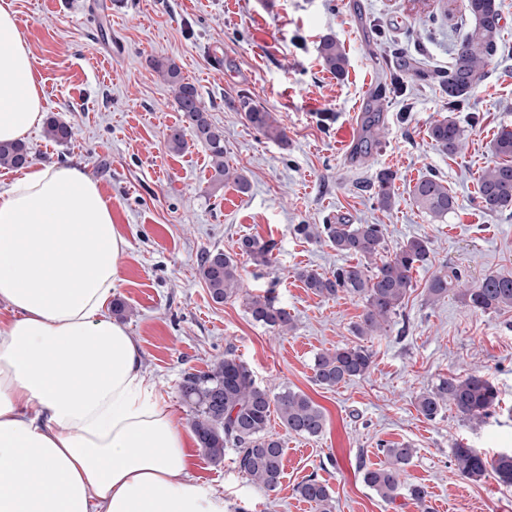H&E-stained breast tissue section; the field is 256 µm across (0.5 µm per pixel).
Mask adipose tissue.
Wrapping results in <instances>:
<instances>
[{
    "label": "adipose tissue",
    "mask_w": 512,
    "mask_h": 512,
    "mask_svg": "<svg viewBox=\"0 0 512 512\" xmlns=\"http://www.w3.org/2000/svg\"><path fill=\"white\" fill-rule=\"evenodd\" d=\"M42 96L0 0V142L43 123ZM127 247L79 166L31 163L0 188V512H229L106 310Z\"/></svg>",
    "instance_id": "adipose-tissue-1"
}]
</instances>
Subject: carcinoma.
<instances>
[{
	"label": "carcinoma",
	"instance_id": "obj_1",
	"mask_svg": "<svg viewBox=\"0 0 512 512\" xmlns=\"http://www.w3.org/2000/svg\"><path fill=\"white\" fill-rule=\"evenodd\" d=\"M437 6L450 17L460 14L471 19V26L455 49L448 71L435 74L443 93L448 96V110L455 111L484 81L493 63L502 32V26L494 18L500 16V10L496 0H438ZM318 52L330 73L338 77L344 75L347 58L334 37H323ZM151 65L172 88L177 109L184 118V125L167 135L168 150L182 152L187 145L186 136H192L210 152L214 171L211 188L220 189L231 180L240 192H247V178L224 160V130L211 121L197 87L186 80L179 66L170 59H154ZM240 109L247 121L267 139L279 143L286 139L285 129L271 113L254 105L251 98H242ZM379 122L378 112H369L364 117L366 135L356 147L357 154L366 156L377 148L373 129ZM45 135L57 143H65L71 140L73 132L71 126L51 117L46 123ZM430 137L443 151L455 155L462 145L463 129L455 119L445 118L430 127ZM494 152L501 161L482 172L478 199L490 212L511 211L512 130L498 134ZM29 159L25 144L0 143L1 167L18 169L28 164ZM394 180L395 174L390 170L377 174L375 199L384 209L395 203ZM412 197L416 206L433 218L448 216L456 206V198L448 186L435 176L419 180ZM296 231L309 238L323 236L337 253L355 259L330 275L302 269L297 272L298 279L313 294L324 298H336L342 293L360 299L363 312L352 328L358 339L385 335L413 288V271L429 261L430 241L412 237L390 252L385 246L382 225L348 224L340 219L320 227L299 224ZM239 250L243 255L266 258L272 255L273 246L255 237H244L239 242ZM198 271L216 303L227 301L242 290V268L231 254L219 250L201 253ZM461 280L458 271L439 273L426 283L425 290L435 301L454 291L466 305L488 314L512 308V277L488 275L471 288L459 287ZM246 307L253 320L271 329L285 332L292 328L287 310L269 294L247 296ZM372 364L373 354L367 347L359 343L345 344L315 356L313 379L318 385L337 387L366 376ZM179 392L192 413V428L206 457L218 465L224 462L225 449L235 448L234 464L239 472L269 491L279 486L284 456L282 443L267 435L271 409H276L279 420L290 433L318 437L326 427L324 411L306 394L290 389L271 393L257 384L247 364L229 351L215 359L205 373H184ZM499 403L496 385L478 372L442 377L416 397L418 412L429 420L453 409L470 423L485 422ZM381 452L385 461L376 468L365 469V484L386 502L394 501L405 489L412 500L424 504L427 491L423 487L404 485L406 467L411 463L414 449L407 443H389ZM451 458L460 475L473 482L491 476L499 485L512 487V451L489 459L469 445L456 442L451 448ZM297 492L315 504L319 512H333L331 489L316 477L301 482Z\"/></svg>",
	"mask_w": 512,
	"mask_h": 512
}]
</instances>
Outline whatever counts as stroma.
Returning <instances> with one entry per match:
<instances>
[{
  "instance_id": "stroma-1",
  "label": "stroma",
  "mask_w": 512,
  "mask_h": 512,
  "mask_svg": "<svg viewBox=\"0 0 512 512\" xmlns=\"http://www.w3.org/2000/svg\"><path fill=\"white\" fill-rule=\"evenodd\" d=\"M36 60L47 115L70 125L69 142L43 130L24 140L33 161L82 166L112 200V219L128 241L123 283L124 324L142 350L174 422L187 432L190 473L224 491L246 512H316L298 485L325 481L334 512H420L408 495L382 501L363 481L392 442L415 450L406 482L428 492L431 512H512V488L462 477L450 462L455 442L486 456L512 450V308L487 314L456 294L430 301L426 282L456 269L475 283L512 275V211L492 213L478 200V179L493 165V142L512 129V0H498L502 38L485 80L462 112L449 114L438 86L407 79L389 92L407 64L447 69L470 19L411 11L408 0H12ZM333 36L348 58L336 77L318 54ZM173 60L197 86L212 121L224 130V158L250 183L212 191L207 147L189 141L170 152L165 137L180 120L174 96L151 66ZM271 112L288 141L266 139L246 120L240 96ZM377 108L380 144L353 159L336 132ZM455 116L461 151L442 152L432 123ZM394 172L395 203L379 208L374 182ZM447 183L457 207L444 219L416 207L410 191L422 177ZM380 224L388 248L410 237L431 243L430 259L413 272L400 316L384 336L365 339L373 353L368 375L325 388L313 381L316 354L355 343L351 328L363 311L348 296L322 298L297 273H331L344 264L328 243L299 235V224ZM255 236L273 242L270 259L239 255L242 293L214 302L197 274L200 254L238 253ZM274 291L293 318L279 333L253 321L249 295ZM232 351L256 382L272 392L307 394L327 419L322 435L289 433L272 418L268 435L284 448L276 490L249 481L233 463L234 449L213 464L191 434V413L179 394L184 372L208 371ZM471 370L495 383L501 403L486 422L447 410L425 419L416 397L439 377Z\"/></svg>"
}]
</instances>
